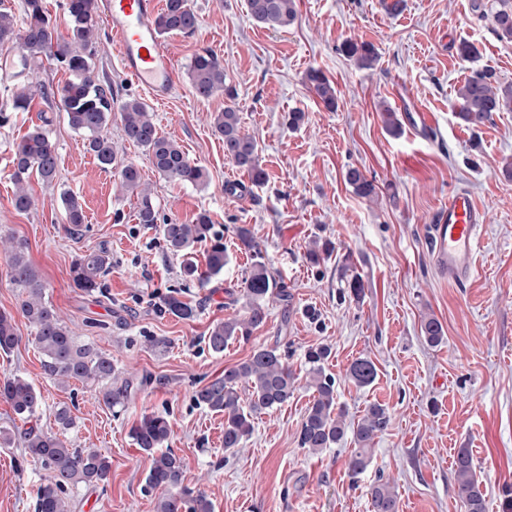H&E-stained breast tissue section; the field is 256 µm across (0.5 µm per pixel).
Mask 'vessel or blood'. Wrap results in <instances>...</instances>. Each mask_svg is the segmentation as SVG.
I'll return each mask as SVG.
<instances>
[{"instance_id": "obj_1", "label": "vessel or blood", "mask_w": 512, "mask_h": 512, "mask_svg": "<svg viewBox=\"0 0 512 512\" xmlns=\"http://www.w3.org/2000/svg\"><path fill=\"white\" fill-rule=\"evenodd\" d=\"M100 13L116 42L126 79L153 101L165 103L175 85L174 65L159 37V0H100ZM483 210L464 190L452 192L431 226L432 263L437 273L460 283L478 272L476 252Z\"/></svg>"}]
</instances>
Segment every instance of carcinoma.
Listing matches in <instances>:
<instances>
[{
    "instance_id": "obj_1",
    "label": "carcinoma",
    "mask_w": 512,
    "mask_h": 512,
    "mask_svg": "<svg viewBox=\"0 0 512 512\" xmlns=\"http://www.w3.org/2000/svg\"><path fill=\"white\" fill-rule=\"evenodd\" d=\"M66 34H61L56 22L46 13L43 0H24V26L17 27L13 15L0 11V44L16 42L25 54L20 56L17 75L25 83L16 90L13 109L26 111L35 96L50 101L59 99L68 125L84 137L87 152L93 154L103 169L114 170L117 186L122 190L139 192L138 223L145 227L159 226L167 248L186 256L183 272L186 277L205 286L224 271L228 262L223 238L212 233L210 216L203 212L191 224L178 221L158 224L159 214L151 192L142 188L141 174L133 164L117 166L116 145L108 134L114 101L112 86L96 77L91 47L97 34L96 0H66ZM248 14L258 24L285 28L297 18L296 0H247ZM494 31L501 38L512 39V0H500V8L493 15ZM160 34L190 35L198 27V17L188 0H166L165 8L157 16ZM359 68L369 69L378 60L374 44L349 38L340 46ZM46 58L69 74L62 86L37 80L31 62ZM189 80L196 94L209 98L223 92L229 98L233 90L224 84V66L210 51L195 54L189 66ZM307 83L329 111L337 108V93L333 82L319 69L307 73ZM457 106L461 118L478 125L493 112H512V85H501L492 70H475L457 90ZM125 140L148 152L155 170L172 181L200 185L206 181L204 168L191 161L182 147L173 139L161 135L153 115L145 103L137 98L126 100L121 109ZM212 132L224 142V156L247 172L252 183L262 185L267 173L259 163V149L255 140L241 131V118L233 104L217 113ZM12 180L15 185L13 205L18 211L32 206L28 182L37 174L51 183L58 172V155L47 132L37 127L16 144L13 154ZM345 182L353 192L370 199L376 194V185L356 167L345 171ZM67 230L76 234L84 224L82 204L77 196H62ZM237 238L244 249L252 253V265L243 289L244 310L240 316L214 325L206 336L208 349L221 354L232 340H247L267 318L266 302L275 295L288 301L284 282L276 280L264 262L250 229L240 226ZM208 241L205 269L188 258V250L197 242ZM7 255L10 282L20 289L17 312L34 328V344L41 355L43 373L50 379L67 384L78 381L98 389L103 403L114 408L124 404L127 385L112 382L115 367L112 356L90 344H80L72 330L46 299V285L27 256L28 244L22 239L0 241ZM335 251L329 241L315 240L306 258L319 267ZM109 253L101 249L75 258L70 269L72 282L78 288L93 293L101 288L100 278L111 267ZM169 314L192 320L196 308L180 297L169 294L162 299ZM425 340L438 345L443 341L442 324L432 315L421 321ZM21 340L15 317L0 311V350L7 353ZM331 351L317 345L305 353V379L313 389L314 397L301 423L298 441L310 453H319L340 443L348 430L346 408L338 403L336 379L327 372L325 363ZM348 379L358 388L372 385L377 377L374 362L366 357L354 359L347 370ZM294 374L288 358L279 345L259 346L244 361L224 370L217 378L196 390L195 402L210 411L224 414V449L243 447L254 430V420L288 401L293 394ZM0 400L9 404L18 420L29 422L41 405V393L28 379L10 375L0 379ZM391 424L386 407L373 403L353 428L356 445L348 463L352 479H358L371 461V447L376 437ZM171 434L167 416L160 413L143 415L130 429L135 445L152 455V464L146 475L147 487L156 493L155 512H214L213 503L202 492L182 483L183 464L179 457L163 450ZM24 448L32 462L44 471L34 505V512H71L66 491L78 485L93 486L108 479L111 461L93 448H70L59 434L31 426L23 432ZM454 477L466 512H486V500L480 490L476 466L470 449L460 448L454 459ZM371 512H398V492L388 479L378 478L367 489Z\"/></svg>"
}]
</instances>
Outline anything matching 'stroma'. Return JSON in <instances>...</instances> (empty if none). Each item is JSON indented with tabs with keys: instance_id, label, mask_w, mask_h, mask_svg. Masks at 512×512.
Returning <instances> with one entry per match:
<instances>
[{
	"instance_id": "stroma-1",
	"label": "stroma",
	"mask_w": 512,
	"mask_h": 512,
	"mask_svg": "<svg viewBox=\"0 0 512 512\" xmlns=\"http://www.w3.org/2000/svg\"><path fill=\"white\" fill-rule=\"evenodd\" d=\"M199 18L192 35L164 41L176 85L164 104L150 103L158 131L182 145L208 178L192 186L159 175L147 151L125 141L119 113L128 98H142L119 67L106 28H99L92 59L100 79L111 81L114 118L108 132L118 160L135 164L152 190L160 220L192 222L207 213L224 237L229 262L206 287L186 281L182 256L173 254L158 229L138 224L136 194L119 193L111 172L100 168L71 129L60 105L35 99L30 111H12L17 82L0 80V237L28 244L46 296L79 342L111 354L118 382L128 387L124 406L108 408L93 387L59 386L47 378L34 332L17 318L20 343L0 352V376L26 377L42 404L32 424L56 431L58 406L71 408L76 424L64 434L74 448H96L110 457L106 483L69 488L72 512H154L155 494L145 477L151 458L129 436L142 414L167 415L168 447L183 463V483L201 489L214 512H369L367 487L393 480L399 512H464L452 459L458 449L474 456L487 512H512V112H495L479 126L456 115V92L470 75L456 53L474 43L480 65L512 84V40L493 30L497 0H406L389 16L380 0H297L287 28L254 22L246 0H189ZM371 42L373 69H357L339 50L348 37ZM213 52L235 88L244 133L259 144L264 185L250 198L228 195L229 179L244 174L224 155L212 118L226 99L193 92L187 69L200 51ZM334 83L338 107L327 111L310 90V68ZM434 115L431 137L391 135L382 107ZM304 112L289 128L290 111ZM59 157L54 182L29 181L33 204L12 203L13 150L41 117ZM373 179L377 194L357 196L344 180L347 167ZM467 188L485 214L478 275L459 285L431 264L428 226L457 188ZM78 196L85 222L66 231L60 197ZM248 227L271 271L288 286V301L271 298L267 319L249 341L229 342L215 354L205 345L214 324L242 307L251 254L241 248L238 226ZM331 241L324 265L306 259L313 239ZM107 247L112 265L93 293L76 288L70 266L76 256ZM349 257L347 277L364 284L361 299H341L337 261ZM179 292L198 308L184 321L161 309ZM315 308L310 321L306 308ZM443 325L444 339L425 342L421 319ZM280 345L298 377L282 407L259 416L243 448H224V417L197 406L193 394L246 359L259 346ZM331 349L327 370L339 402L357 423L365 408H388L391 424L376 438L365 474L352 479V437L311 455L298 433L313 391L299 371L309 347ZM370 358L377 378L356 387L346 376L357 357ZM43 472L21 438L0 445V512H34Z\"/></svg>"
}]
</instances>
